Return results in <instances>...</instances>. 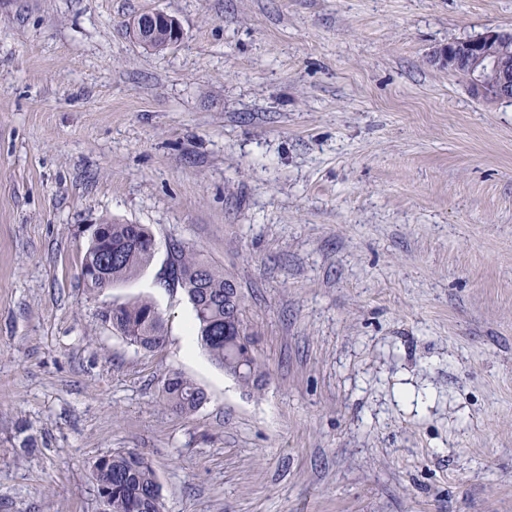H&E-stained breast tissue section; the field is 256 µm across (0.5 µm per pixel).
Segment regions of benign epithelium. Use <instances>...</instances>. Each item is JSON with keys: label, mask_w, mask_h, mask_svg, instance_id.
<instances>
[{"label": "benign epithelium", "mask_w": 512, "mask_h": 512, "mask_svg": "<svg viewBox=\"0 0 512 512\" xmlns=\"http://www.w3.org/2000/svg\"><path fill=\"white\" fill-rule=\"evenodd\" d=\"M161 28L167 30V44L172 46L181 40L178 22L167 14L149 10L133 20V36L143 46L150 44ZM509 40L512 32L491 30L476 39L448 43L432 53V61L450 72L464 73L475 95L512 100V59L499 53V47Z\"/></svg>", "instance_id": "benign-epithelium-1"}]
</instances>
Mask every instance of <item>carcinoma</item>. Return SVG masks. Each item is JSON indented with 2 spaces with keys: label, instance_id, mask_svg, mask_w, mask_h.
<instances>
[{
  "label": "carcinoma",
  "instance_id": "1",
  "mask_svg": "<svg viewBox=\"0 0 512 512\" xmlns=\"http://www.w3.org/2000/svg\"><path fill=\"white\" fill-rule=\"evenodd\" d=\"M105 237L88 244L81 269L99 266L105 254L112 253L106 266L108 284L114 286L134 278L150 262L153 236L143 224H103ZM170 286L186 291L194 312V328L209 359L243 387L259 388L262 366L253 356L254 349L241 344L249 337L258 344L257 333L245 319V306L234 281L224 270L203 260L190 246L174 243L171 247ZM112 328L138 348L151 351L165 341L163 320L154 303L146 298L116 305L105 314ZM162 393L175 412L190 414L205 401V393L178 372L169 374ZM91 478L97 490L102 512H161V488L155 471L141 454L115 450L103 455L92 466Z\"/></svg>",
  "mask_w": 512,
  "mask_h": 512
}]
</instances>
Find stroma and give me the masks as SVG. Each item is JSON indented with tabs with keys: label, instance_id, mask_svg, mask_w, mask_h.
I'll return each mask as SVG.
<instances>
[{
	"label": "stroma",
	"instance_id": "35a3bbf8",
	"mask_svg": "<svg viewBox=\"0 0 512 512\" xmlns=\"http://www.w3.org/2000/svg\"><path fill=\"white\" fill-rule=\"evenodd\" d=\"M147 10L182 41L141 48ZM490 30L512 0H0V512H101L117 449L162 512H512V101L431 60ZM105 220L156 248L92 292ZM175 242L237 284L262 389L184 352ZM138 298L152 351L103 319ZM167 30L166 44L169 46L177 44L182 38V31L178 22L171 16L158 11H145L136 16L133 20V36L142 46L151 43L157 29ZM162 393L166 404L181 414L195 412L205 401L203 390L178 372L165 378Z\"/></svg>",
	"mask_w": 512,
	"mask_h": 512
}]
</instances>
